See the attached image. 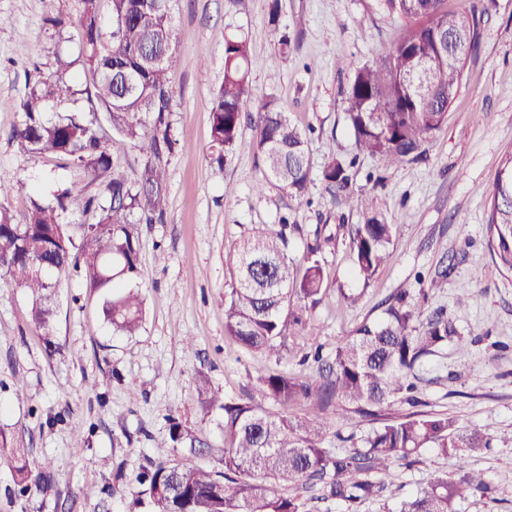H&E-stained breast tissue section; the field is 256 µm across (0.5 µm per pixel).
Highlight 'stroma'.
Returning <instances> with one entry per match:
<instances>
[{
  "label": "stroma",
  "mask_w": 512,
  "mask_h": 512,
  "mask_svg": "<svg viewBox=\"0 0 512 512\" xmlns=\"http://www.w3.org/2000/svg\"><path fill=\"white\" fill-rule=\"evenodd\" d=\"M448 6L479 21L464 80L424 159L388 167L356 153L343 94L351 73L337 62L373 60L399 34L400 19L378 11L374 0H177L181 62L170 115L176 146L167 165L168 208L162 221L132 227L144 295L140 330L114 332L99 292L63 274L52 332L44 334L25 292L0 276V512H152L140 478L156 465L155 444L168 439L170 418L189 436L175 460L223 466L224 413L202 403L199 377L234 399L258 396L260 377L272 369L313 378L312 353L330 358L400 288L409 289L418 310H444L467 340L465 348L451 345L429 357L417 382L419 412L448 415L492 439L467 466L490 478L495 497L466 498L458 512H512V272L499 265L486 227L494 174L512 153V0ZM80 9V0H0V184L11 187L18 218L30 198L52 200L61 186L102 191L67 159L31 154L11 136L29 76L51 73L57 55L78 56ZM273 10L288 30L289 52H281L269 25ZM57 14L69 20L60 30L45 22ZM232 34L249 40L257 61L253 99L274 95L307 136V201L273 186L255 194L262 167L251 121H243L225 166L213 161L210 106L224 78V39ZM272 59L274 82L266 68ZM329 146L355 158L356 194L373 197L396 226L391 259L369 282L358 277L349 246L362 217L354 203L333 200L321 180ZM283 215L303 227L288 243L297 266L315 236L327 238L324 294L318 304L295 307L318 335L269 355L224 334L233 282L224 255ZM442 270L445 288L427 293ZM462 287L469 296L461 305ZM20 454L29 467L47 465L49 481L21 492ZM457 469L456 459L428 449L413 465L394 466L386 481L396 498L408 499L437 472Z\"/></svg>",
  "instance_id": "obj_1"
}]
</instances>
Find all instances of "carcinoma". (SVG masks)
I'll use <instances>...</instances> for the list:
<instances>
[{"label": "carcinoma", "instance_id": "obj_1", "mask_svg": "<svg viewBox=\"0 0 512 512\" xmlns=\"http://www.w3.org/2000/svg\"><path fill=\"white\" fill-rule=\"evenodd\" d=\"M177 0H82L77 18L81 46L77 60L59 55L56 69L37 76L20 104L12 137L28 152L62 156L96 182L106 179L102 196L64 188L55 202L31 199L17 221L7 205L10 190L0 185V274L32 298L37 328L50 331L48 306L51 277L74 272L102 292L103 312L126 335L141 327L143 299L131 283L139 275L138 251L126 225L134 217L152 224L163 219L167 205V157L174 149L169 114L174 107L173 75L179 66L174 16ZM377 8L405 19L399 37L384 47L375 62L351 66L345 92L347 124L358 153L387 166L421 159L445 122V113L464 77L467 57L477 39L475 16L451 11L447 0H375ZM91 75L88 113L46 112L51 99L77 94L70 76L75 64ZM252 56L246 38L224 39V81L210 108V137L218 169L233 153L251 98ZM112 134L146 154L141 178L128 183L118 172L98 113ZM258 136L263 177L255 185L263 195L274 184L285 195L303 199L311 165L306 135L268 96L250 112ZM355 159L328 149L322 179L334 194L350 198ZM112 178H107V175ZM488 215L489 245L499 264L512 271V154L495 173ZM363 222L354 225L351 251L356 271L371 281L391 253L394 225L374 202L356 203ZM90 214L81 240L61 215ZM301 230L288 218L278 228L247 237L224 264L235 275L224 301V334L239 345L271 353L298 335L301 325L291 309L297 301L321 299L324 272L318 254L322 244L308 246L303 273L288 257V234ZM403 288L382 302L376 320H366L336 346L320 368V380L308 384L271 371L261 377L266 398L280 406L272 411L253 399L235 401L202 377L198 391L208 408L224 411V468L175 463L170 444L183 441L176 419H170L169 441L156 445L161 461L145 482L154 512H312L307 487L321 499L350 507L382 502L383 512H456L469 496L492 498L495 487L480 472L462 465L452 475L439 473L415 497L393 505L384 501L387 486L377 479L397 463L410 465L426 448L461 460L489 447L478 429L457 425L445 415H384L383 424L360 436L346 437L347 448L325 446L326 428L338 416L366 417L398 402L416 403L413 379L423 361L463 337L443 313L415 311ZM310 401L315 416L288 414L294 403ZM23 489L40 486L46 472L16 467Z\"/></svg>", "mask_w": 512, "mask_h": 512}]
</instances>
